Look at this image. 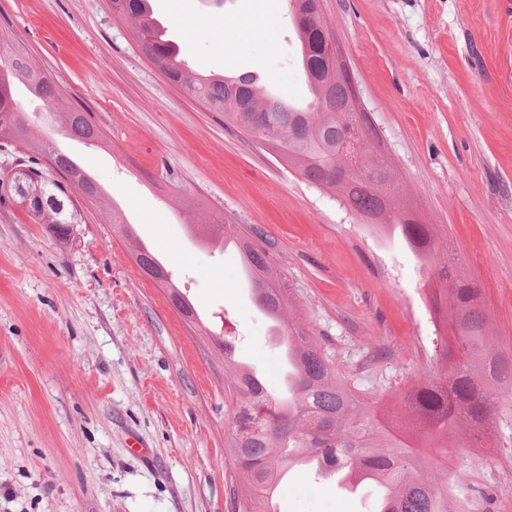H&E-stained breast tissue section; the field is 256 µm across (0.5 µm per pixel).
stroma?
<instances>
[{
  "mask_svg": "<svg viewBox=\"0 0 512 512\" xmlns=\"http://www.w3.org/2000/svg\"><path fill=\"white\" fill-rule=\"evenodd\" d=\"M183 58L253 72L264 90L308 98L286 0H152ZM359 104L397 173L403 203L434 225L459 277L481 290L488 333L512 357V0H322ZM102 131L65 137L40 100L35 131L104 189L76 198L73 239L55 241L0 200V512H234L246 493L225 446L224 335L281 382L268 321L237 246L208 248L196 218L222 220L268 252L331 366L378 419L431 373L445 331L441 284L400 240L363 230L332 190L184 97L148 61L108 0H0V24ZM119 209L174 273L200 320L186 322L114 234ZM149 455L134 456L132 440ZM453 473L473 512H512V447L424 453ZM281 512H366L302 466Z\"/></svg>",
  "mask_w": 512,
  "mask_h": 512,
  "instance_id": "1",
  "label": "stroma"
}]
</instances>
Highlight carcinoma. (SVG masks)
Segmentation results:
<instances>
[{"label": "carcinoma", "instance_id": "carcinoma-1", "mask_svg": "<svg viewBox=\"0 0 512 512\" xmlns=\"http://www.w3.org/2000/svg\"><path fill=\"white\" fill-rule=\"evenodd\" d=\"M288 15L297 36L308 105L288 106L273 101L252 74L236 77L206 74L183 65L177 44L153 18L150 0H109L113 17L129 25L133 41L157 70L187 97L224 115L258 144L278 150L279 159L299 168L310 183L339 192L344 204L361 217L374 215L385 202L400 199V186L390 175L379 189L363 179L336 182V157L353 137L374 136L370 124L359 126L343 113L348 83L319 74L325 63L320 28L304 22L294 11L297 0H287ZM53 110H61L64 134L97 147L102 133L86 114L65 104L57 85L40 72L16 42L0 36V138L28 152L45 153L33 135V121L16 98L18 87ZM49 165L88 200L102 196L100 184L71 155L48 152ZM22 181H17L18 175ZM5 193L24 208L30 218L45 225L61 244L71 241L78 213L68 190L46 170L29 165L0 179ZM423 266L448 283L446 340L436 370L393 398L420 439L440 448H480L487 441L485 425L512 392L503 394L497 384L512 381V358H506L488 340L487 319L478 302L479 289L455 280L448 263L435 264L437 234L431 224L396 221L391 224ZM254 302L277 326L293 349L287 361L288 382L279 394L269 392L261 378L224 356L229 368V393L239 411L231 423L229 448L248 485L245 500L235 512H270L273 485L298 455H314L324 470L369 472L384 506L378 512H448V503H465L463 490L447 480H435L416 466L413 445L381 430L376 411L336 376L309 327L284 321L289 307L273 275L266 251L238 239ZM140 269H161L158 281L171 300L189 316L193 307L182 297L171 274L153 253L134 248Z\"/></svg>", "mask_w": 512, "mask_h": 512}]
</instances>
